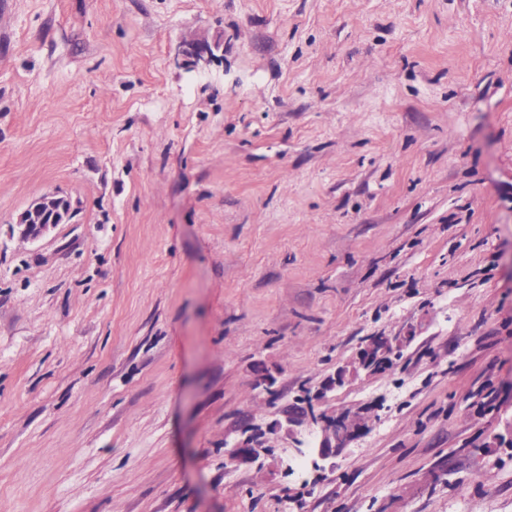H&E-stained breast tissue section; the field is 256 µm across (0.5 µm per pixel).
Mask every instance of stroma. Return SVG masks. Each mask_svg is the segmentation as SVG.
<instances>
[{
  "mask_svg": "<svg viewBox=\"0 0 512 512\" xmlns=\"http://www.w3.org/2000/svg\"><path fill=\"white\" fill-rule=\"evenodd\" d=\"M0 512H512V0H0ZM180 55L189 57L190 68L199 73L208 72L209 67L216 59L212 48L208 45H194L189 48V50L185 49L182 45H179L175 49V56L178 58ZM71 206L66 204L64 201L60 202L58 209L54 211V214H48L45 217H38L31 220L28 224L26 218V210L19 216L18 224H15L17 233L21 238L26 240H38L47 236L58 224H61L70 215ZM58 213V215H55ZM51 218V219H50ZM50 220V221H49ZM48 224H44L47 223ZM402 340L396 336H376L375 342H370L359 353V367L361 371L375 370V363L381 358L380 355L375 356L374 351L383 352L387 347H396L402 344ZM349 368L354 372L355 377L359 376L360 369L358 368L357 361L349 363ZM342 417L338 415L336 417L317 416L313 410H308L306 413H299L295 415H288L285 420V426L281 425L285 431L289 432L292 430V426L300 424L315 425L319 429V439L317 446L313 448V451L321 459H325L331 455L336 454L343 448H348L351 442H353L360 433L365 429L366 426L363 423L359 425V421L364 417L358 414L349 415L345 413ZM353 427L347 424V420ZM358 426V427H356ZM249 430L242 432L241 436L226 446L232 448L229 457L232 463H244L266 454L264 440Z\"/></svg>",
  "mask_w": 512,
  "mask_h": 512,
  "instance_id": "obj_1",
  "label": "stroma"
}]
</instances>
